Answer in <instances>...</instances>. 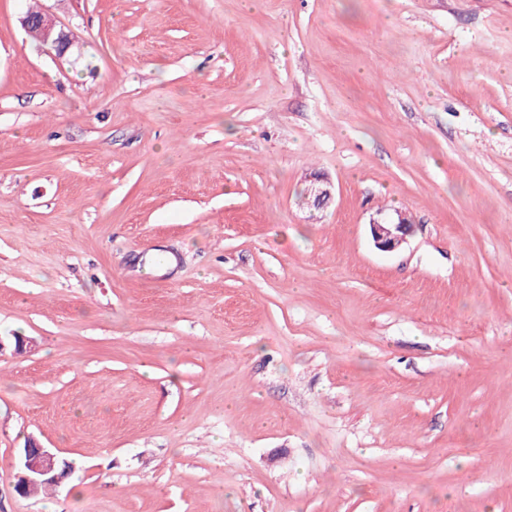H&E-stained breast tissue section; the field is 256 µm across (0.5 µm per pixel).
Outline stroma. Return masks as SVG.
Masks as SVG:
<instances>
[{
    "mask_svg": "<svg viewBox=\"0 0 512 512\" xmlns=\"http://www.w3.org/2000/svg\"><path fill=\"white\" fill-rule=\"evenodd\" d=\"M15 335L0 512H512V0H0ZM27 12L31 15L27 14L22 18V25L27 29L32 25L38 26L43 34L45 44L53 47L58 55L65 54L72 45L68 34L63 29L57 30L55 21L49 15L43 12L40 14V11L34 9ZM39 29L33 27L28 31L34 40L42 43V35ZM369 227L376 248L387 252L396 250L405 242L411 231L409 220L401 211H395L381 218H373ZM20 468L21 475L15 487L23 496L29 495L30 491L37 486L34 490L44 486L41 484L58 485L71 474L70 466L66 461L58 459L55 454L35 440H30L23 448Z\"/></svg>",
    "mask_w": 512,
    "mask_h": 512,
    "instance_id": "stroma-1",
    "label": "stroma"
}]
</instances>
